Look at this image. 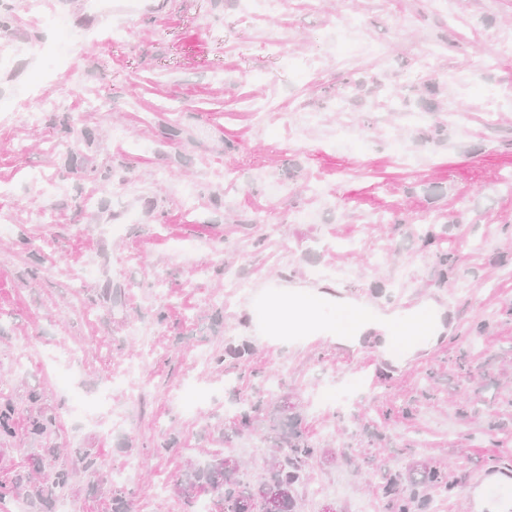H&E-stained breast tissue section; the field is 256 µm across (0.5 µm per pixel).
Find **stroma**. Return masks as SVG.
Returning a JSON list of instances; mask_svg holds the SVG:
<instances>
[{"instance_id":"obj_1","label":"stroma","mask_w":512,"mask_h":512,"mask_svg":"<svg viewBox=\"0 0 512 512\" xmlns=\"http://www.w3.org/2000/svg\"><path fill=\"white\" fill-rule=\"evenodd\" d=\"M50 2L94 36L77 49L86 82L72 97L44 80L50 58L26 51L50 27L27 0H0V50L19 54L0 73V215L12 224L0 238V402L16 425L0 437V476L37 445L25 433L35 390L56 419L49 444L130 467L131 512H184L171 488L190 460L238 454L261 476V432L234 431L260 395L328 451L299 512H384L381 474L424 463L463 478L437 512H466L471 479L512 455V0H284L262 24L236 0L108 14ZM396 14L411 26L394 31ZM353 25L367 50L338 63L333 44ZM118 26L125 41L111 39ZM493 55L478 84L460 82ZM25 86L37 100L18 97ZM268 100L276 113L258 121ZM115 182L119 195L101 194ZM228 265L241 274L230 292ZM286 286L331 296L339 342L270 339L259 302ZM406 299L444 310L443 330L400 355L393 335L390 377L376 378L371 341L350 342L352 306L390 313ZM147 345L136 390L111 389L108 434L69 415L51 368L77 354L75 384L92 396ZM187 384L206 395L191 413ZM330 387L340 401L321 405Z\"/></svg>"}]
</instances>
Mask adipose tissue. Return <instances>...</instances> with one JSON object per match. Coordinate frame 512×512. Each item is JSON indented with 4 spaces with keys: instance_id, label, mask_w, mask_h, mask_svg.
I'll use <instances>...</instances> for the list:
<instances>
[{
    "instance_id": "1",
    "label": "adipose tissue",
    "mask_w": 512,
    "mask_h": 512,
    "mask_svg": "<svg viewBox=\"0 0 512 512\" xmlns=\"http://www.w3.org/2000/svg\"><path fill=\"white\" fill-rule=\"evenodd\" d=\"M323 302V295L318 293L282 292L268 296L265 305L271 335L335 336V327L323 318Z\"/></svg>"
}]
</instances>
